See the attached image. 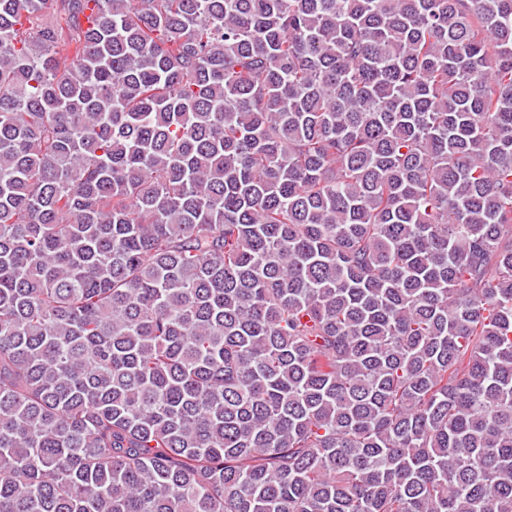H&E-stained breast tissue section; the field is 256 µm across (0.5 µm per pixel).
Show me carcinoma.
<instances>
[{"label":"carcinoma","instance_id":"cac0c4a2","mask_svg":"<svg viewBox=\"0 0 512 512\" xmlns=\"http://www.w3.org/2000/svg\"><path fill=\"white\" fill-rule=\"evenodd\" d=\"M0 512H512V0H0Z\"/></svg>","mask_w":512,"mask_h":512}]
</instances>
